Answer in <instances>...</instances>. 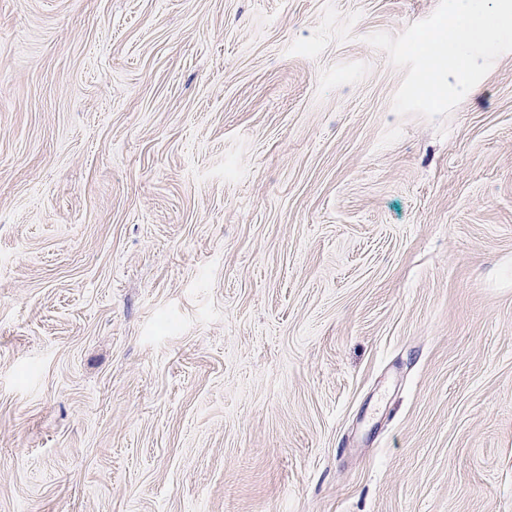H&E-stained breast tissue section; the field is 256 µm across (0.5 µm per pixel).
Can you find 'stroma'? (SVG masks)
<instances>
[{
    "mask_svg": "<svg viewBox=\"0 0 512 512\" xmlns=\"http://www.w3.org/2000/svg\"><path fill=\"white\" fill-rule=\"evenodd\" d=\"M439 0H0V512H512V52Z\"/></svg>",
    "mask_w": 512,
    "mask_h": 512,
    "instance_id": "35a3bbf8",
    "label": "stroma"
}]
</instances>
